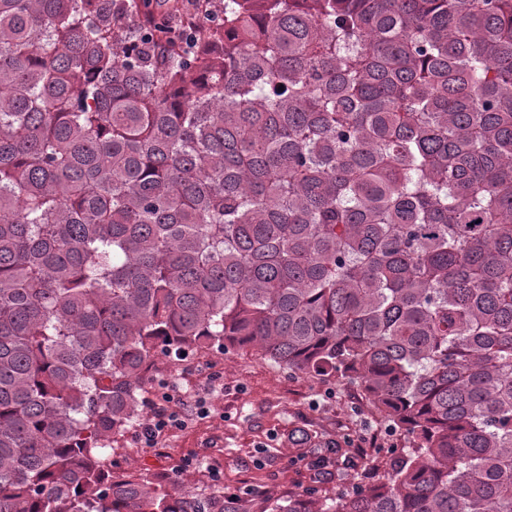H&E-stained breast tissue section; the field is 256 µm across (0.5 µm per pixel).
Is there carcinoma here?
<instances>
[{"instance_id": "carcinoma-1", "label": "carcinoma", "mask_w": 512, "mask_h": 512, "mask_svg": "<svg viewBox=\"0 0 512 512\" xmlns=\"http://www.w3.org/2000/svg\"><path fill=\"white\" fill-rule=\"evenodd\" d=\"M0 0V512H512V0ZM254 347L409 445L330 497L101 450Z\"/></svg>"}]
</instances>
